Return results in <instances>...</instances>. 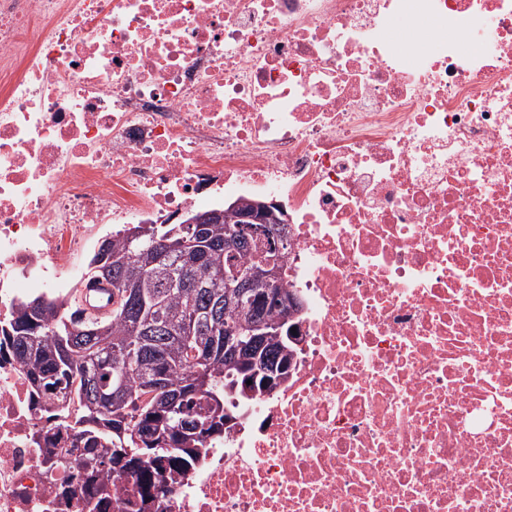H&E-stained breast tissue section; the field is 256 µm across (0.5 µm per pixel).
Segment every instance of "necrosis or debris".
I'll use <instances>...</instances> for the list:
<instances>
[{"instance_id": "4bbe7bcc", "label": "necrosis or debris", "mask_w": 512, "mask_h": 512, "mask_svg": "<svg viewBox=\"0 0 512 512\" xmlns=\"http://www.w3.org/2000/svg\"><path fill=\"white\" fill-rule=\"evenodd\" d=\"M228 197L288 214L292 366L154 512H512V0H0V319ZM36 400L0 349V512H83Z\"/></svg>"}]
</instances>
